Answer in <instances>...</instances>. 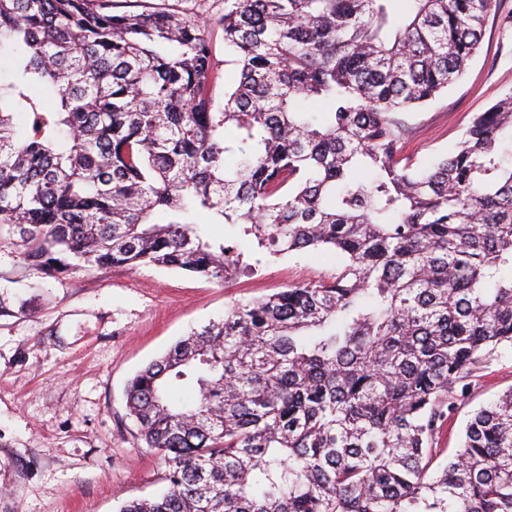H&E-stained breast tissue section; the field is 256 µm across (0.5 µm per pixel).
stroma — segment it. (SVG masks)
I'll return each instance as SVG.
<instances>
[{"instance_id": "obj_1", "label": "stroma", "mask_w": 512, "mask_h": 512, "mask_svg": "<svg viewBox=\"0 0 512 512\" xmlns=\"http://www.w3.org/2000/svg\"><path fill=\"white\" fill-rule=\"evenodd\" d=\"M512 94V0H497L478 55L430 106L403 113L416 166L449 153L472 117ZM336 254L299 252L222 285L144 267L29 268L0 229V512H117L162 488L158 457L142 448L124 392L137 371L233 302L331 277ZM512 387V349L485 362L441 445L454 453L471 413Z\"/></svg>"}]
</instances>
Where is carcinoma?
I'll return each mask as SVG.
<instances>
[{"mask_svg":"<svg viewBox=\"0 0 512 512\" xmlns=\"http://www.w3.org/2000/svg\"><path fill=\"white\" fill-rule=\"evenodd\" d=\"M113 2L0 0V228L25 261L226 284L265 257L339 258L129 381L165 489L119 512H512V387L430 472L486 356L512 346V95L422 170L399 117L460 79L496 0ZM151 6L166 7L184 11L190 15L201 14L202 12L217 16L224 4L220 0H143Z\"/></svg>","mask_w":512,"mask_h":512,"instance_id":"1","label":"carcinoma"}]
</instances>
